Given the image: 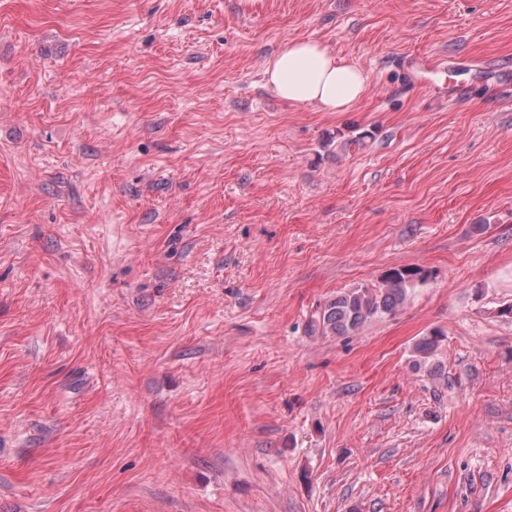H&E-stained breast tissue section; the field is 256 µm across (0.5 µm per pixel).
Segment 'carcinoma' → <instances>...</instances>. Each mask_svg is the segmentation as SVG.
<instances>
[{"label": "carcinoma", "instance_id": "cac0c4a2", "mask_svg": "<svg viewBox=\"0 0 512 512\" xmlns=\"http://www.w3.org/2000/svg\"><path fill=\"white\" fill-rule=\"evenodd\" d=\"M426 279L427 272L421 268H393L376 284H361L336 294L311 317L308 329L313 334H355L366 324L395 314L410 291ZM444 341L445 334L440 330H433L418 339L412 348L413 367L431 375L439 373L438 356Z\"/></svg>", "mask_w": 512, "mask_h": 512}]
</instances>
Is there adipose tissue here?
Segmentation results:
<instances>
[{"label":"adipose tissue","instance_id":"ef3b65f1","mask_svg":"<svg viewBox=\"0 0 512 512\" xmlns=\"http://www.w3.org/2000/svg\"><path fill=\"white\" fill-rule=\"evenodd\" d=\"M264 75L281 100L312 103L325 112L350 111L367 93L365 73L315 40L285 41L267 60Z\"/></svg>","mask_w":512,"mask_h":512}]
</instances>
